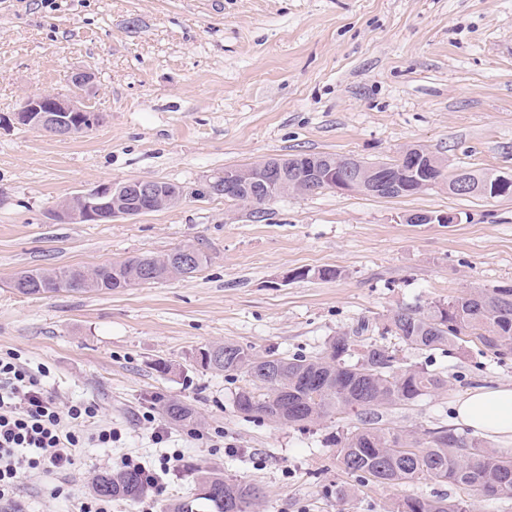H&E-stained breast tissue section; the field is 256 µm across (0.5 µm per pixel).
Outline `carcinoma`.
<instances>
[{"mask_svg": "<svg viewBox=\"0 0 512 512\" xmlns=\"http://www.w3.org/2000/svg\"><path fill=\"white\" fill-rule=\"evenodd\" d=\"M352 172L369 183L382 177L407 185L418 174L401 176L396 161L378 169L357 161ZM195 265L178 271L188 279L200 272L209 257L192 245ZM172 280L166 262L156 255H134L112 265L85 268H51L22 271L14 277L18 293L37 296L69 292L117 291ZM388 330L411 349L444 350L463 336L477 340L484 350L505 357L512 354V288H492L463 293L446 303L401 308L389 317ZM367 331L359 326L354 335L331 337L314 356L276 355L279 378L268 382L254 370L260 355L235 343L212 347L213 357L201 360L206 369L229 376L243 374L264 392L254 395L245 387L236 393L235 407L247 416L259 414L274 423L305 425L335 414L361 410V425L336 437V463L361 484L400 486L431 481L448 483L465 493L461 497H406L393 503L391 512H472V499L512 496V457L466 438L452 428L424 432L420 438L390 433L378 427L376 411L413 403L448 385L447 377L426 367L405 365L396 350L377 342L358 344L356 336ZM163 413L173 422L193 418L190 407L170 401ZM99 496L135 501L145 493L141 474L134 470L104 472L92 481ZM199 493L180 502L173 512H225L224 499L237 502V512H255L259 490L250 483L231 481L218 473L200 479Z\"/></svg>", "mask_w": 512, "mask_h": 512, "instance_id": "carcinoma-1", "label": "carcinoma"}]
</instances>
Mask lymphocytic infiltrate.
<instances>
[{"mask_svg":"<svg viewBox=\"0 0 512 512\" xmlns=\"http://www.w3.org/2000/svg\"><path fill=\"white\" fill-rule=\"evenodd\" d=\"M98 411L92 402L63 404L16 354L0 356V504L8 512H21L14 489L26 474L69 470L76 448L88 440L111 447L112 428L83 434Z\"/></svg>","mask_w":512,"mask_h":512,"instance_id":"f902f5d3","label":"lymphocytic infiltrate"}]
</instances>
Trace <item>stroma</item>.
Here are the masks:
<instances>
[{"label":"stroma","mask_w":512,"mask_h":512,"mask_svg":"<svg viewBox=\"0 0 512 512\" xmlns=\"http://www.w3.org/2000/svg\"><path fill=\"white\" fill-rule=\"evenodd\" d=\"M93 73L88 99L103 122L57 137L0 126V353L40 369L64 400L89 399L99 424L121 433L109 448L77 449L65 473L34 472L17 490L28 512H79L96 475L120 456L155 464L181 450L187 465L162 493L113 500L112 512H163L192 498L217 470L260 487L259 512H389L406 496H457L445 483L336 485L337 431L354 413L308 428L244 416L245 376L197 364L232 342L258 354L313 356L336 333L368 322L395 345L388 318L482 288L512 287V197L450 194L447 183L407 197L328 190L251 208L201 196L207 176L272 156L329 154L387 162L419 145L456 169L512 174V0H0V114L28 96L68 92L67 75ZM136 179L177 184L180 204L101 224H56L66 197ZM456 224H410L421 212ZM210 257L195 277L119 292L28 297L9 282L35 268H91L184 245ZM330 266L333 280L313 277ZM310 277L286 280L287 272ZM404 364L446 388L382 412L395 433L457 423V398L512 383V354L474 341L446 351L400 348ZM167 372H160L158 363ZM196 420L165 423L153 444L141 420L164 402Z\"/></svg>","instance_id":"35a3bbf8"}]
</instances>
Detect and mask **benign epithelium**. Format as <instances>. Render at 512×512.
I'll return each mask as SVG.
<instances>
[{
	"label": "benign epithelium",
	"mask_w": 512,
	"mask_h": 512,
	"mask_svg": "<svg viewBox=\"0 0 512 512\" xmlns=\"http://www.w3.org/2000/svg\"><path fill=\"white\" fill-rule=\"evenodd\" d=\"M97 113L91 105L76 96L64 97L59 94H41L26 98L21 106L9 117L0 115V122L9 120L16 125L37 128L57 137L74 134L77 121L95 122ZM307 176L296 182L303 187L319 186L320 190H338L355 193L360 184L336 168V164L325 158H318L306 168ZM224 182L217 185V193L227 198L235 197L239 189L250 196H262L267 186L288 188L292 178L290 167L280 157H269L249 166L245 171L224 173ZM397 183L386 178L373 182L364 191L370 195L389 197L394 194ZM484 196L506 197L512 194V175H501L481 188ZM150 200L164 206L179 204L181 199L171 194L165 184L158 180L140 179L121 183L99 185L86 192L78 193L60 201L51 211L52 220L59 224L82 222L84 224L107 223L119 217H132L145 213L141 202ZM414 224H456L459 218L454 213H420L410 215Z\"/></svg>",
	"instance_id": "obj_1"
}]
</instances>
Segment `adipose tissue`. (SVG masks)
Returning <instances> with one entry per match:
<instances>
[{"label":"adipose tissue","instance_id":"adipose-tissue-1","mask_svg":"<svg viewBox=\"0 0 512 512\" xmlns=\"http://www.w3.org/2000/svg\"><path fill=\"white\" fill-rule=\"evenodd\" d=\"M456 413L475 432L512 445V384L470 389L459 398Z\"/></svg>","mask_w":512,"mask_h":512}]
</instances>
